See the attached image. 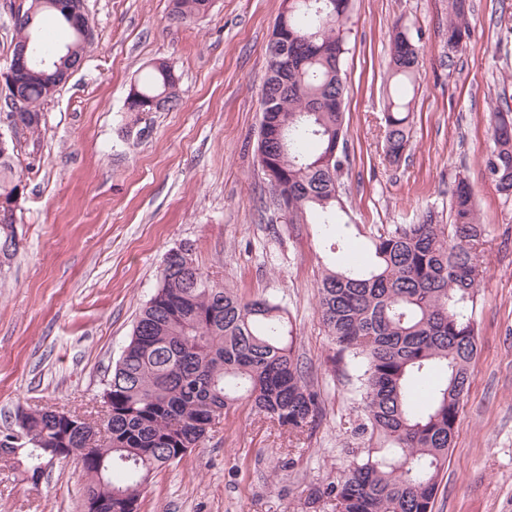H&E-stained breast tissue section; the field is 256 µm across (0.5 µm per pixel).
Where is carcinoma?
<instances>
[{
	"mask_svg": "<svg viewBox=\"0 0 512 512\" xmlns=\"http://www.w3.org/2000/svg\"><path fill=\"white\" fill-rule=\"evenodd\" d=\"M52 0H29L15 20L14 46L32 38L49 54L74 48L70 66L88 43ZM170 15L186 23L207 12L208 0H171ZM351 0H288L269 39L261 105L259 165L275 199L288 202V223L320 225L328 243L318 284V315L336 344V360L352 368L351 400L360 415L351 428L350 460L327 488L336 512H433L438 481L470 385L478 350L473 318L485 229L466 179L457 181L454 224L429 211L416 224L370 234L365 255H337L339 227H349L341 194L347 164L342 111L346 89ZM448 46L469 38L467 0H448ZM55 21L65 41L43 38ZM389 90L384 99V154L398 163L409 146L420 46L407 27L389 34ZM178 77L158 61L131 86L141 111L178 104ZM25 107L41 110L56 89L39 76L19 86ZM494 148L488 176L512 195V110L491 113ZM21 144L0 149V199L22 183L13 158ZM16 221L0 218V256L17 250ZM286 310L268 298L246 299L212 282L192 249L169 250L160 285L142 308L129 343L103 393L109 417L97 425L66 420L51 408L17 410L30 446L12 468L30 479L56 460L80 465L87 512H140L151 475L197 447L221 417L242 405L270 423L300 434L319 410L316 392L295 359Z\"/></svg>",
	"mask_w": 512,
	"mask_h": 512,
	"instance_id": "cac0c4a2",
	"label": "carcinoma"
}]
</instances>
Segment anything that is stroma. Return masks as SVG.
<instances>
[{
    "instance_id": "1",
    "label": "stroma",
    "mask_w": 512,
    "mask_h": 512,
    "mask_svg": "<svg viewBox=\"0 0 512 512\" xmlns=\"http://www.w3.org/2000/svg\"><path fill=\"white\" fill-rule=\"evenodd\" d=\"M470 37L448 46V0H355L346 56L347 236L450 223L465 177L485 237L475 300L478 353L434 512H512V196L484 170L489 114L512 106V0H471ZM282 0H213L170 21V0H86L94 41L45 102L36 146L17 170L18 251L0 265V433L18 409L94 413L165 253L245 298L278 300L320 411L295 435L239 409L202 444L157 469L140 512H333L324 491L346 464L358 411L317 314L323 244L286 223L257 161L265 45ZM419 38L409 147L383 153L388 32ZM179 78V104L129 123L124 102L151 64ZM85 477L68 461L41 483L0 468V512H84Z\"/></svg>"
}]
</instances>
